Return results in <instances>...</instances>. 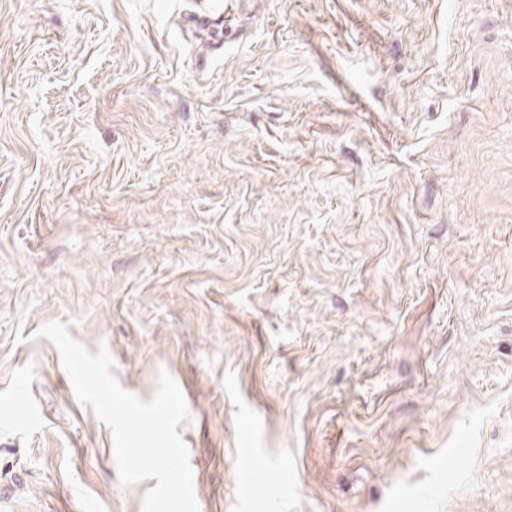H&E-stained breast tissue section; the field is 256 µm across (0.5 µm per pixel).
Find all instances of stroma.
<instances>
[{
	"label": "stroma",
	"mask_w": 512,
	"mask_h": 512,
	"mask_svg": "<svg viewBox=\"0 0 512 512\" xmlns=\"http://www.w3.org/2000/svg\"><path fill=\"white\" fill-rule=\"evenodd\" d=\"M0 0V512H142L61 320L160 371L200 512H512V0Z\"/></svg>",
	"instance_id": "stroma-1"
}]
</instances>
